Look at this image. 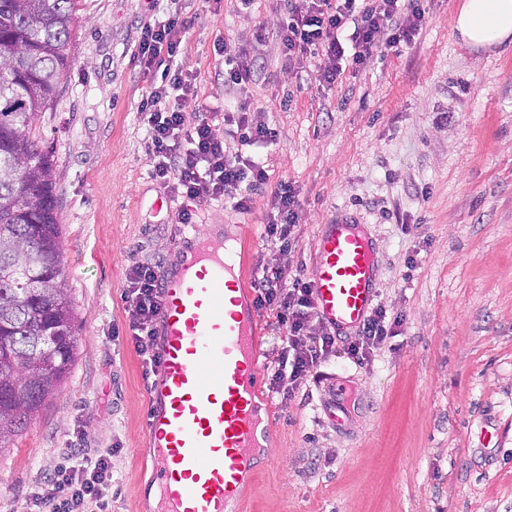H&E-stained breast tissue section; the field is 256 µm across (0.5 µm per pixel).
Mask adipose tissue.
I'll use <instances>...</instances> for the list:
<instances>
[{"mask_svg": "<svg viewBox=\"0 0 512 512\" xmlns=\"http://www.w3.org/2000/svg\"><path fill=\"white\" fill-rule=\"evenodd\" d=\"M452 27L471 47L501 44L512 38V0H463Z\"/></svg>", "mask_w": 512, "mask_h": 512, "instance_id": "1", "label": "adipose tissue"}]
</instances>
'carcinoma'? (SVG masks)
I'll return each mask as SVG.
<instances>
[{
    "mask_svg": "<svg viewBox=\"0 0 512 512\" xmlns=\"http://www.w3.org/2000/svg\"><path fill=\"white\" fill-rule=\"evenodd\" d=\"M80 2L0 0V452L73 359L54 165L32 128L69 65Z\"/></svg>",
    "mask_w": 512,
    "mask_h": 512,
    "instance_id": "cac0c4a2",
    "label": "carcinoma"
}]
</instances>
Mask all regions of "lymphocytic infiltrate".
I'll return each mask as SVG.
<instances>
[{
	"label": "lymphocytic infiltrate",
	"mask_w": 512,
	"mask_h": 512,
	"mask_svg": "<svg viewBox=\"0 0 512 512\" xmlns=\"http://www.w3.org/2000/svg\"><path fill=\"white\" fill-rule=\"evenodd\" d=\"M425 0H288L284 17L274 26L282 53L291 59L308 54L319 58L321 79L334 85L343 72L344 60L365 66L375 51L386 52L413 43L425 26ZM164 18L146 22L137 56L147 82L137 107L150 147L151 176L184 199L177 220L194 221L190 202L220 199L227 189L247 184L258 189L267 184L269 174L262 162L230 154L221 126L206 117L187 124L186 114L195 105L197 94L190 75L178 62L185 49L187 22L179 6L170 0ZM234 128L240 144L274 143L273 128L247 117L242 104L225 102L223 126ZM272 213L264 228L267 241L288 248L298 221L297 191L291 183L274 190ZM124 295L125 314L131 342L146 372H154L156 322L161 311L158 276L153 266L130 270ZM252 288L255 304L271 318L281 335L280 362L271 376L273 393L293 396L324 358L343 345L349 359L363 362L388 336L395 333L400 317L388 315L385 306L373 308L353 339L338 342L334 332L319 318L310 282L287 278L278 267H264ZM112 487L110 456L91 457L73 453L48 480L30 494L42 512H110Z\"/></svg>",
	"instance_id": "f902f5d3"
}]
</instances>
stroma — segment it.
I'll list each match as a JSON object with an SVG mask.
<instances>
[{
    "mask_svg": "<svg viewBox=\"0 0 512 512\" xmlns=\"http://www.w3.org/2000/svg\"><path fill=\"white\" fill-rule=\"evenodd\" d=\"M462 2L432 0L414 43L347 66L329 87L316 58L291 63L275 41L256 43L284 0L247 10L182 0L181 63L201 114L224 111L222 38L231 53L262 58L235 96L278 134L247 149L269 189L241 184L196 201L187 225L151 176L137 112L141 27L166 0H81L70 65L37 119L56 169L77 340L63 384L0 453V512H33L31 489L71 448L111 452L112 512H153L142 493L153 380L127 339L130 269L165 274L184 237L219 228L242 244L247 279L263 265L306 278L321 227L335 220L372 240L377 301L402 324L364 363L329 355L295 397L261 389L270 451L243 493L245 512H512V41L462 43L451 25ZM281 181L299 204L286 251L263 239ZM246 193L242 213L231 200Z\"/></svg>",
    "mask_w": 512,
    "mask_h": 512,
    "instance_id": "1",
    "label": "stroma"
}]
</instances>
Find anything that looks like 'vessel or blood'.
Returning a JSON list of instances; mask_svg holds the SVG:
<instances>
[{
	"label": "vessel or blood",
	"mask_w": 512,
	"mask_h": 512,
	"mask_svg": "<svg viewBox=\"0 0 512 512\" xmlns=\"http://www.w3.org/2000/svg\"><path fill=\"white\" fill-rule=\"evenodd\" d=\"M160 280L158 378L149 399L157 512H227L256 471L269 410L260 398L254 299L233 245L196 239ZM376 250L358 225H323L311 273L316 310L336 333L359 328L377 296Z\"/></svg>",
	"instance_id": "b4317fda"
}]
</instances>
